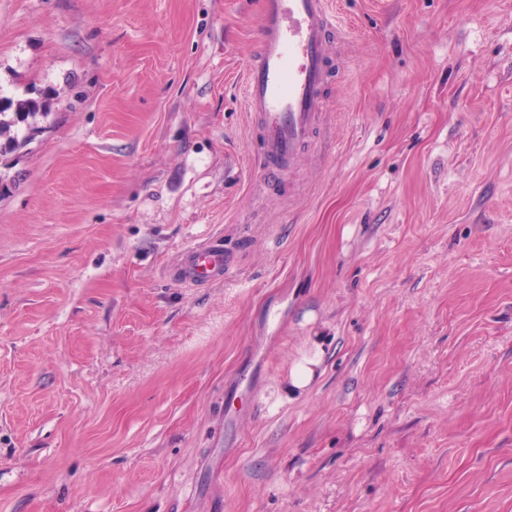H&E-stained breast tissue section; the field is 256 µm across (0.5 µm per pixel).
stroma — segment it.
<instances>
[{
  "instance_id": "stroma-1",
  "label": "stroma",
  "mask_w": 512,
  "mask_h": 512,
  "mask_svg": "<svg viewBox=\"0 0 512 512\" xmlns=\"http://www.w3.org/2000/svg\"><path fill=\"white\" fill-rule=\"evenodd\" d=\"M334 2L258 200L259 0H0V512H512V0ZM29 97L14 101L7 97L0 96V155L12 152L22 146L27 139L33 137L39 127L34 125L37 116L47 117L50 111L49 94L36 87H32ZM12 110V112H7ZM25 130L22 139L19 140V130ZM5 137L2 145L1 138ZM235 261L234 252L224 249L222 237H212L182 249L171 270L181 284L197 288L224 279V271Z\"/></svg>"
}]
</instances>
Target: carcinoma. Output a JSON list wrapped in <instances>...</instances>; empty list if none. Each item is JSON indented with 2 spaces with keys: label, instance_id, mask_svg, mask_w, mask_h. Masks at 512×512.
I'll return each mask as SVG.
<instances>
[{
  "label": "carcinoma",
  "instance_id": "1",
  "mask_svg": "<svg viewBox=\"0 0 512 512\" xmlns=\"http://www.w3.org/2000/svg\"><path fill=\"white\" fill-rule=\"evenodd\" d=\"M49 111V94L36 87L29 90V97L18 102L0 96V138H5L0 144V155L18 149L34 136L38 131L34 120L38 116H48ZM22 129L25 134L20 138L18 132Z\"/></svg>",
  "mask_w": 512,
  "mask_h": 512
}]
</instances>
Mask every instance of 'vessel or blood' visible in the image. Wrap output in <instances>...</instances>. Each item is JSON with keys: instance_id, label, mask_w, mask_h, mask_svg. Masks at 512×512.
I'll return each instance as SVG.
<instances>
[{"instance_id": "1", "label": "vessel or blood", "mask_w": 512, "mask_h": 512, "mask_svg": "<svg viewBox=\"0 0 512 512\" xmlns=\"http://www.w3.org/2000/svg\"><path fill=\"white\" fill-rule=\"evenodd\" d=\"M257 54L246 72L245 99L262 130V185L294 169L324 123L331 47L342 30L332 0H260ZM236 261L221 238L182 249L172 266L184 286L223 279Z\"/></svg>"}]
</instances>
